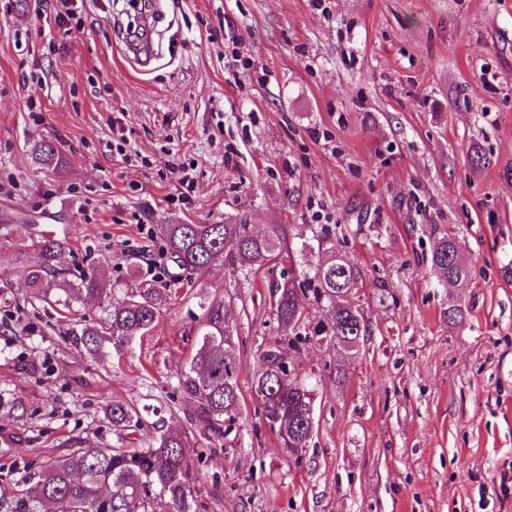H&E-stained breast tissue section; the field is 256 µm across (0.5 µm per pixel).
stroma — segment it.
I'll use <instances>...</instances> for the list:
<instances>
[{"label": "stroma", "mask_w": 512, "mask_h": 512, "mask_svg": "<svg viewBox=\"0 0 512 512\" xmlns=\"http://www.w3.org/2000/svg\"><path fill=\"white\" fill-rule=\"evenodd\" d=\"M75 4L77 24L60 25L57 0H0V512H19L45 462L141 448L165 425L188 434L194 512H512V0ZM42 140L62 171L33 166ZM241 215L260 234L285 225L294 257L240 284L215 263L103 357L69 332L106 301L25 302L40 232L65 230V279L105 257L135 292L168 278L158 225ZM448 234L459 286L432 267ZM320 240L361 269L368 331L355 352L293 351L316 394L296 458L251 382L283 339L271 288L316 265ZM214 297L239 337L244 402L233 447L205 450L177 371ZM115 400L144 420L135 442L105 414Z\"/></svg>", "instance_id": "35a3bbf8"}]
</instances>
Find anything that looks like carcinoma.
<instances>
[{
	"instance_id": "obj_1",
	"label": "carcinoma",
	"mask_w": 512,
	"mask_h": 512,
	"mask_svg": "<svg viewBox=\"0 0 512 512\" xmlns=\"http://www.w3.org/2000/svg\"><path fill=\"white\" fill-rule=\"evenodd\" d=\"M32 159L52 173L62 164L55 147L44 141L34 144ZM157 229L173 272L165 284H148L132 294L121 293L118 282L107 280L105 260L89 267L78 282L62 284L57 276L65 252L63 239L40 235L32 242L34 260L25 274L27 302L68 308L86 297L108 299L99 323L72 331L73 345L96 356L107 341L124 346L150 333L183 278L199 280L220 261L231 277L246 280L269 264L274 254L290 252L282 224L272 225L265 236L252 234L243 218L214 224H159ZM321 251L324 257L313 273L303 270L275 284L273 314L285 335H290L304 319L301 297L309 295L332 308L330 322L317 335L327 338L329 346L357 350L367 332L353 302L362 272L335 245ZM432 263L450 284L463 283L468 277L467 263L449 235L436 242ZM199 309L198 346L178 370V384L192 401L191 421L207 442L230 447V435L242 415V364L233 329L224 316V301H203ZM253 388L281 446L308 447L315 428L309 418L315 398L310 378L289 374L288 364L280 360V349L269 346L259 355ZM108 414L120 433L141 427V419L119 401L112 402ZM184 448V437L171 430L145 448H78L30 477L20 498L21 512H51L58 504L68 512H153L157 499L168 503L169 512H193L191 464Z\"/></svg>"
}]
</instances>
